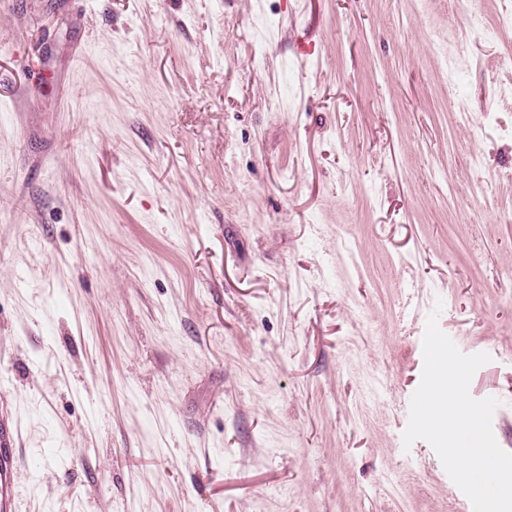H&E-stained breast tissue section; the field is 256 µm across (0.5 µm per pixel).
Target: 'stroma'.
Returning <instances> with one entry per match:
<instances>
[{
    "label": "stroma",
    "mask_w": 512,
    "mask_h": 512,
    "mask_svg": "<svg viewBox=\"0 0 512 512\" xmlns=\"http://www.w3.org/2000/svg\"><path fill=\"white\" fill-rule=\"evenodd\" d=\"M502 5L0 0L17 512H460L402 433L439 301L512 452Z\"/></svg>",
    "instance_id": "obj_1"
}]
</instances>
